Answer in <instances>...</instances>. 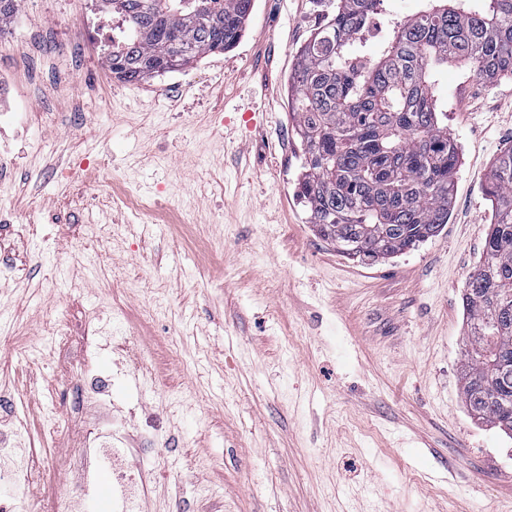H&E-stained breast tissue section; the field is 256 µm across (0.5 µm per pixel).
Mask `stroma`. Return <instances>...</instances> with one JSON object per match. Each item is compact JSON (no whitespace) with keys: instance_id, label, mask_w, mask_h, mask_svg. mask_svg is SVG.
<instances>
[{"instance_id":"35a3bbf8","label":"stroma","mask_w":512,"mask_h":512,"mask_svg":"<svg viewBox=\"0 0 512 512\" xmlns=\"http://www.w3.org/2000/svg\"><path fill=\"white\" fill-rule=\"evenodd\" d=\"M60 8L82 11L23 0L0 34L26 114L0 128V210L58 217L0 236V428L54 419L52 439L31 437L42 495L65 503L81 431L108 418L144 512H512V435L461 394L462 294L512 147V78L439 75L459 150L448 222L364 265L309 222L288 106L336 0H255L234 48L135 84L91 59L61 79ZM82 157L111 166V187L72 171ZM127 187L159 221L113 205ZM91 360L122 373L106 412L81 394Z\"/></svg>"}]
</instances>
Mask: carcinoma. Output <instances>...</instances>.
<instances>
[{"instance_id":"obj_1","label":"carcinoma","mask_w":512,"mask_h":512,"mask_svg":"<svg viewBox=\"0 0 512 512\" xmlns=\"http://www.w3.org/2000/svg\"><path fill=\"white\" fill-rule=\"evenodd\" d=\"M387 0H338L297 52L288 106L303 145L309 223L344 254L377 262L448 223L458 147L441 119L437 76L473 63L488 82L512 77V0H436L399 19ZM124 22L109 69L139 83L178 71L243 37L253 0H101ZM384 35L367 37L372 19ZM495 222L470 274L462 396L481 421L512 434V148L492 164Z\"/></svg>"}]
</instances>
